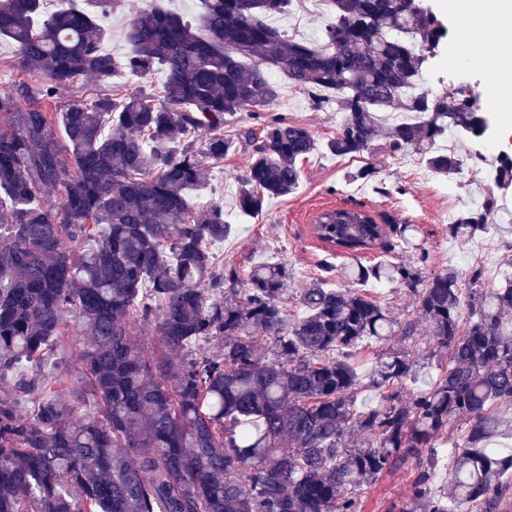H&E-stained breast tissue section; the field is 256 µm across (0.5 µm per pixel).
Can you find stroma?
I'll list each match as a JSON object with an SVG mask.
<instances>
[{"label": "stroma", "mask_w": 512, "mask_h": 512, "mask_svg": "<svg viewBox=\"0 0 512 512\" xmlns=\"http://www.w3.org/2000/svg\"><path fill=\"white\" fill-rule=\"evenodd\" d=\"M332 19L329 9L295 5L288 13L272 17L270 23L289 37L312 43L321 40ZM269 77L278 88L276 102L260 116L241 112L225 125L224 136L232 142L230 151L214 166L207 184L187 193L193 210L201 211L215 203L222 205L224 218L232 227L224 242L210 247L217 266H235L244 276L264 261L286 264L291 279L285 304L290 314H299L297 296L301 288L317 278L322 263L334 265L332 283L337 287L348 286L346 271L354 263L352 256L336 253L316 238V216L337 206L360 207L376 216L386 214L398 223L416 225L419 239L424 240L430 252L426 273L448 267L467 271L469 264L461 255L466 247L484 253L483 287L498 285L504 263L512 262V235L491 232L465 247L449 241L446 225L439 219L448 207V179L432 172L419 155L390 152L380 141L360 157L340 158L323 151L313 154L301 166L294 193L270 199L260 214L242 213L236 206V192L238 179L248 166L251 147L241 139V132L259 129L264 121L283 119L306 125L322 144L335 134L342 120L335 108H313L308 95L294 88L277 69H270ZM364 167L375 171L367 182L354 177ZM414 468V461H407L365 488L364 512H402L411 491Z\"/></svg>", "instance_id": "35a3bbf8"}]
</instances>
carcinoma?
<instances>
[{
	"instance_id": "1",
	"label": "carcinoma",
	"mask_w": 512,
	"mask_h": 512,
	"mask_svg": "<svg viewBox=\"0 0 512 512\" xmlns=\"http://www.w3.org/2000/svg\"><path fill=\"white\" fill-rule=\"evenodd\" d=\"M54 2L0 0V39L18 70L40 75L0 94V196L10 202L0 207V512H362L361 490L410 457L402 512H502L511 275L486 291L482 269L450 267L422 287L416 267L388 258L407 246L428 261L415 225L330 209L315 219L319 240L340 251L353 235L361 247L350 255L379 248L383 258L350 267L346 288L328 287L334 267L324 265L292 319L286 265L261 263L245 279L218 271L209 245L231 231L224 208L192 212L186 198L229 151L218 130L276 101L272 67L317 108L331 96L343 118L322 147L303 124L244 131L243 213L293 193L300 162L321 148L355 157L384 138L436 174L462 173L465 159L436 145L450 130L484 135L477 100L411 93L448 35L435 15L421 0H329L335 19L313 44L266 22L293 0H202L196 25L152 6L132 14L131 50L116 58L98 23L112 0ZM120 70L159 71L162 90L43 109L76 78L110 88ZM396 104L412 121L386 122ZM494 181L512 187V159L499 160ZM496 214L490 197L459 213L448 238L508 231ZM374 282L409 291L415 316H393L368 293ZM143 324L149 343L134 332ZM422 329L448 359L427 388L403 398L418 369L398 349L362 380L360 348ZM54 350L50 369H33ZM368 387L379 401L362 409ZM453 418L466 429L441 456Z\"/></svg>"
}]
</instances>
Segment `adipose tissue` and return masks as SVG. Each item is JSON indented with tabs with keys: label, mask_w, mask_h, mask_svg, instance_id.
<instances>
[{
	"label": "adipose tissue",
	"mask_w": 512,
	"mask_h": 512,
	"mask_svg": "<svg viewBox=\"0 0 512 512\" xmlns=\"http://www.w3.org/2000/svg\"><path fill=\"white\" fill-rule=\"evenodd\" d=\"M443 10L450 22L453 51L449 64L464 63L483 70L488 79L489 104L500 116L499 141L512 143V83L504 73L512 71V57L496 50L497 42L512 35V0H443ZM487 30L493 45L475 52L465 28Z\"/></svg>",
	"instance_id": "1"
}]
</instances>
